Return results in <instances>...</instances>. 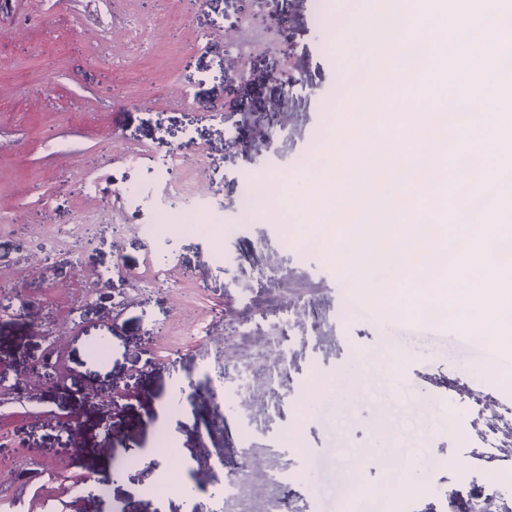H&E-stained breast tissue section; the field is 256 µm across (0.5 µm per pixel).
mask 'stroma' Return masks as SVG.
<instances>
[{
  "mask_svg": "<svg viewBox=\"0 0 512 512\" xmlns=\"http://www.w3.org/2000/svg\"><path fill=\"white\" fill-rule=\"evenodd\" d=\"M376 7L13 0L0 15V358L15 385L0 395V499L24 512H336L349 492L335 448L391 445L378 406L346 426L336 411L345 382L369 373L413 422L404 444L423 448L402 476L425 484L407 512H448L449 492L493 473L487 438L512 454V402L468 372L458 327L418 333L359 294L336 315L347 272L329 250L299 248L313 223L294 211L240 221L243 187L266 174H296L304 192L365 66L326 26ZM284 33L291 56L267 52ZM282 70L294 89L272 80ZM125 188L136 206L111 197ZM199 196L205 232H180ZM387 338L404 360L382 356ZM316 382L322 396L303 401ZM164 405L191 413L175 429L185 479L165 511L159 468L124 467L159 448ZM448 413L460 435L439 431ZM70 438L78 452L60 453ZM243 455L261 466L226 492Z\"/></svg>",
  "mask_w": 512,
  "mask_h": 512,
  "instance_id": "stroma-1",
  "label": "stroma"
}]
</instances>
